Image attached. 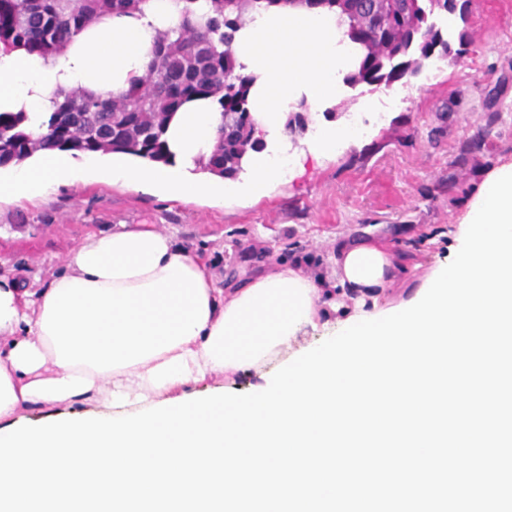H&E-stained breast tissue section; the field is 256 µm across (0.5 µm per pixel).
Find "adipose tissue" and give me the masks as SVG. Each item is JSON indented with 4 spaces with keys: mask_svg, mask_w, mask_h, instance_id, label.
<instances>
[{
    "mask_svg": "<svg viewBox=\"0 0 512 512\" xmlns=\"http://www.w3.org/2000/svg\"><path fill=\"white\" fill-rule=\"evenodd\" d=\"M184 0H145L141 12L115 14L76 34L65 52L44 58L0 49V112H21L34 133L58 91L114 95L148 73L158 32L178 37ZM203 15L210 0H194ZM334 12L278 4L251 12L233 43L237 70L255 76L250 110L265 129L283 128L299 102L335 99L339 73L354 61ZM223 121L215 99L194 100L167 133L170 166L102 155L97 170L47 148L0 173V198L30 200L59 184L80 187L91 175L133 190L153 186L181 201L204 192L237 197L235 181L196 178ZM331 276L303 275L298 262L272 255L271 270L223 282L196 255L148 224L96 233L74 251L48 285L17 288L0 276V421L36 403L103 399L147 408L179 398L216 374L257 371L298 333L331 315L350 314L333 291L378 300L406 272L409 259L387 242L347 238Z\"/></svg>",
    "mask_w": 512,
    "mask_h": 512,
    "instance_id": "adipose-tissue-1",
    "label": "adipose tissue"
}]
</instances>
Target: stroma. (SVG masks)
Instances as JSON below:
<instances>
[{"mask_svg": "<svg viewBox=\"0 0 512 512\" xmlns=\"http://www.w3.org/2000/svg\"><path fill=\"white\" fill-rule=\"evenodd\" d=\"M435 21L449 40L467 30L460 55L430 58L410 83L343 87L336 100L306 112L303 129L264 152L291 157L285 179L261 199L178 203L156 191L94 182L59 186L32 201L0 202V274L24 289L48 284L92 233L149 224L173 235L218 275L248 277L277 251L301 258L303 274H331L340 241L370 235L411 251L415 266L382 296L397 305L422 278L448 265L461 224L486 177L512 163V0H470L466 18ZM373 104L364 109L362 98ZM367 119L359 136L336 154L318 153L321 129ZM331 323L309 328L260 371L199 383L201 396L252 393L303 349L337 334ZM101 401L32 405L16 424H48L70 416L109 413Z\"/></svg>", "mask_w": 512, "mask_h": 512, "instance_id": "obj_1", "label": "stroma"}]
</instances>
